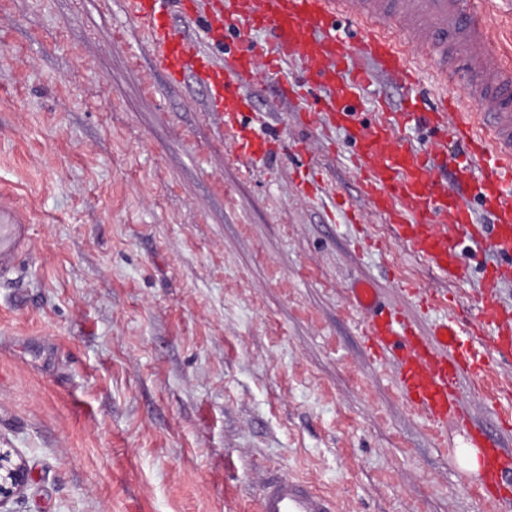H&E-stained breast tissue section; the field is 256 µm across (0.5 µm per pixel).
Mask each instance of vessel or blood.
I'll use <instances>...</instances> for the list:
<instances>
[{"instance_id": "b4317fda", "label": "vessel or blood", "mask_w": 512, "mask_h": 512, "mask_svg": "<svg viewBox=\"0 0 512 512\" xmlns=\"http://www.w3.org/2000/svg\"><path fill=\"white\" fill-rule=\"evenodd\" d=\"M132 18L147 27L155 48L154 64L169 82L186 75L203 84L210 108L233 136L239 153L261 157L272 148L269 137L243 124L242 112L251 107L237 84L273 71L283 61L299 59L301 70L285 85V96L298 100L306 90L326 96L318 112L303 111L307 122L325 114L330 123L344 127L353 145V157L365 177L362 188L374 209L393 224L400 240L428 261L440 276L463 275L458 260L460 237L486 241L502 262L484 281L481 324L497 326L492 335L479 327L462 329L455 318L434 326L428 339L399 327L386 313L370 284L361 281L352 290L357 307L368 316L367 336L378 349H401L398 384L402 395L427 418L454 422L464 445L484 451L487 483L512 486V456L489 443L471 427L455 402L462 375L485 374L496 358L512 355V315L494 298L503 279L512 278V109L505 104L512 92V68L501 65L490 42L477 0H127ZM180 10L188 21L205 18L210 43L224 40L228 23H244L265 30L274 53L256 45L215 57L198 45L177 38L168 18ZM397 20V31L381 24L384 16ZM350 25L338 33L337 17ZM419 45L432 46L435 82L447 86L464 75L461 92L415 96L411 110L400 120L413 119L436 133L430 152L419 154L394 138L388 122L363 124L354 118V102L372 73L398 86L417 84L416 70L407 53ZM485 111L486 123L476 126L471 107ZM452 143L454 152L444 150ZM469 158L458 167L453 155ZM480 202L489 223L471 219L470 202ZM27 220L22 212L0 201V272L7 271L24 249ZM333 501L307 482L291 477L269 480L258 500V512H334Z\"/></svg>"}]
</instances>
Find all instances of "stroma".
<instances>
[{"label":"stroma","instance_id":"35a3bbf8","mask_svg":"<svg viewBox=\"0 0 512 512\" xmlns=\"http://www.w3.org/2000/svg\"><path fill=\"white\" fill-rule=\"evenodd\" d=\"M482 7L512 67V0ZM297 68L244 86L241 119L307 153L244 158L123 0H0V188L34 218L0 274V448L29 472L11 512H256L288 476L337 512H503L456 426L402 397L351 295L369 281L425 338L446 313L419 293L474 319L501 258L463 239L449 281L394 240L345 130L283 97ZM408 106L376 77L357 118ZM457 401L512 450V358Z\"/></svg>","mask_w":512,"mask_h":512}]
</instances>
